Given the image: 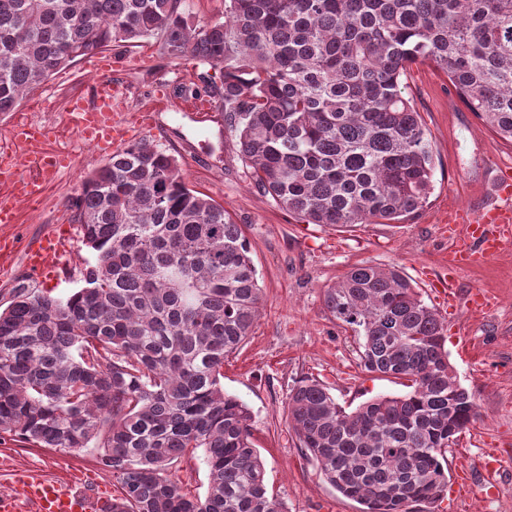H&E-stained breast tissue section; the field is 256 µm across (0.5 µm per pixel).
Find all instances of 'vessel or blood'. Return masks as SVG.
<instances>
[{
  "label": "vessel or blood",
  "mask_w": 512,
  "mask_h": 512,
  "mask_svg": "<svg viewBox=\"0 0 512 512\" xmlns=\"http://www.w3.org/2000/svg\"><path fill=\"white\" fill-rule=\"evenodd\" d=\"M112 100V69L106 66L100 71L93 100L77 97L67 106L73 130L85 144L101 151L112 150L126 140L125 127L113 119ZM8 136L12 143L23 147L37 172L26 175L10 155L0 156V186L5 189L0 195V224L16 223L17 203L40 198L61 169L72 162L71 157L49 150L48 130L27 118L16 120ZM497 191L501 202L496 206L479 210L460 207L449 214L448 236L454 242L448 253L449 277L485 264L512 243V168L499 175ZM64 250L63 240L52 235L43 238L27 255L30 271L42 277L54 276ZM501 467L499 450L483 448L477 473H464L460 481L463 486L477 487L484 498L494 499ZM111 504V498L75 482L53 481L30 470L16 471L10 492L0 495V512H105Z\"/></svg>",
  "instance_id": "vessel-or-blood-1"
}]
</instances>
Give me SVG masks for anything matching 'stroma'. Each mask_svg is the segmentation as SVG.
Instances as JSON below:
<instances>
[{
	"instance_id": "35a3bbf8",
	"label": "stroma",
	"mask_w": 512,
	"mask_h": 512,
	"mask_svg": "<svg viewBox=\"0 0 512 512\" xmlns=\"http://www.w3.org/2000/svg\"><path fill=\"white\" fill-rule=\"evenodd\" d=\"M116 55L120 63L112 76L125 85L126 110L153 114L151 126L132 130V140L149 139L173 153L190 187L222 204L249 242L262 289L261 315L240 348L226 358L224 389L250 410L269 493L286 512H361L360 504L337 492L298 447L288 428L285 402L289 390L304 378L320 381L348 410L379 395L405 393L402 380L359 366L356 337L323 303L325 288L353 266L371 263L400 267L421 299L435 307L447 327L448 360L460 384L475 397L476 419L449 448V468L460 463L477 467L478 450L488 442L506 458L494 501L476 496L460 500L452 478L441 502L417 505L416 512H512V245L457 276L462 290L481 288L494 296L495 305L487 313L472 314L462 303L447 308L430 293L444 274L442 264L452 246L440 231L449 209H477L489 202L492 180L501 169L512 167V141L469 112L442 71L427 62L414 64L404 78L406 92L435 153L434 190L427 204L402 224H362L343 231L304 224L254 187L221 107L202 121L188 110L185 85L201 74L220 80L219 70L170 58L156 39L117 50ZM107 57L103 50L59 69L25 100L29 119L50 129V147L72 156L74 164L62 170L37 203L19 206L16 223L0 224V239L14 244L10 259L0 265V305L9 303L12 288L24 278L59 299L82 285L80 271L92 253L81 242L71 200L84 177L106 157L84 146L68 128L65 109L72 97L90 95L96 67ZM52 234L67 240L63 270L50 279L31 275L27 251ZM467 337L474 340L469 356L461 352ZM19 467L50 480L79 474L93 492L111 497L120 492L117 479L101 468L89 448L64 454L1 441L0 493L9 489L11 474Z\"/></svg>"
}]
</instances>
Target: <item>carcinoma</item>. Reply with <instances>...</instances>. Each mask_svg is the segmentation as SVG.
Wrapping results in <instances>:
<instances>
[{"label": "carcinoma", "instance_id": "carcinoma-1", "mask_svg": "<svg viewBox=\"0 0 512 512\" xmlns=\"http://www.w3.org/2000/svg\"><path fill=\"white\" fill-rule=\"evenodd\" d=\"M193 22L184 0H0V114L58 69L156 38L167 55L222 69L192 88L224 108L252 183L305 224L414 217L435 155L402 77L430 62L466 106L512 140V0H226ZM93 251L65 299L29 281L0 310V434L96 450L121 484L112 512H283L268 494L247 406L224 359L251 332L261 288L239 225L189 187L178 159L133 142L73 201ZM358 338V364L410 382L353 411L316 380L286 401L289 428L362 512L443 498L448 447L476 416L445 326L395 268L361 264L323 294ZM201 448L190 497L170 470Z\"/></svg>", "mask_w": 512, "mask_h": 512}]
</instances>
